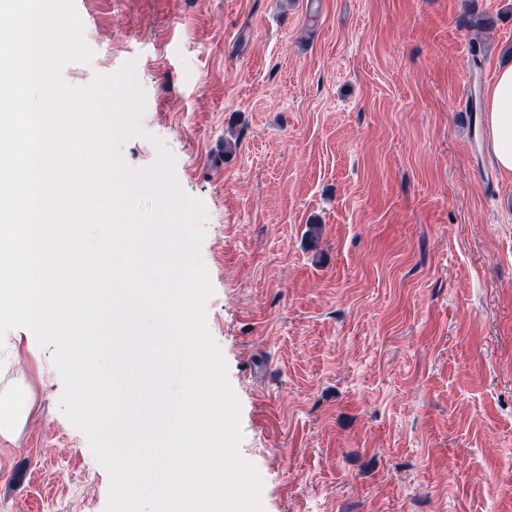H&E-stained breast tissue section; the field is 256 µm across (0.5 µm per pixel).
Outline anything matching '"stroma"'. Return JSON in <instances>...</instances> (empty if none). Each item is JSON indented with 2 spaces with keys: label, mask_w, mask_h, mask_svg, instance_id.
Returning a JSON list of instances; mask_svg holds the SVG:
<instances>
[{
  "label": "stroma",
  "mask_w": 512,
  "mask_h": 512,
  "mask_svg": "<svg viewBox=\"0 0 512 512\" xmlns=\"http://www.w3.org/2000/svg\"><path fill=\"white\" fill-rule=\"evenodd\" d=\"M73 6L93 57L64 83L133 63L122 157L167 151L206 210L207 327L263 512H512V176L482 110L512 0ZM54 356L23 327L0 340L32 395L0 438V512H104Z\"/></svg>",
  "instance_id": "1"
}]
</instances>
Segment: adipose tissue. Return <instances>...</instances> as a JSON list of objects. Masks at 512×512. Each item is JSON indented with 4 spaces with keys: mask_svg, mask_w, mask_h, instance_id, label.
<instances>
[{
    "mask_svg": "<svg viewBox=\"0 0 512 512\" xmlns=\"http://www.w3.org/2000/svg\"><path fill=\"white\" fill-rule=\"evenodd\" d=\"M487 144L498 169L512 175V66L500 69L485 90ZM30 393L11 386L0 390V436L11 438L24 426Z\"/></svg>",
    "mask_w": 512,
    "mask_h": 512,
    "instance_id": "ef3b65f1",
    "label": "adipose tissue"
}]
</instances>
